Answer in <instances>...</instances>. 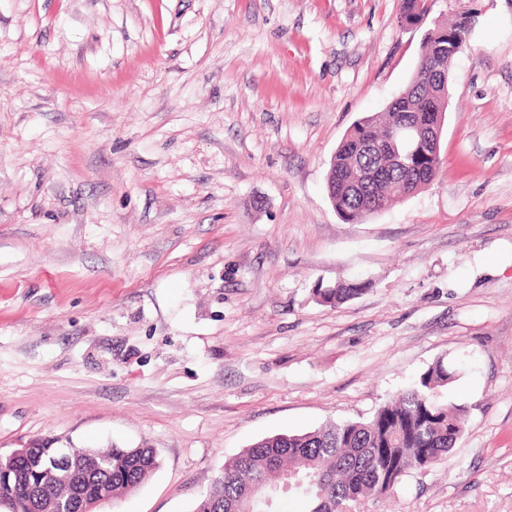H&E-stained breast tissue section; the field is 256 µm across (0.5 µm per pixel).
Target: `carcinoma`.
Returning a JSON list of instances; mask_svg holds the SVG:
<instances>
[{
  "label": "carcinoma",
  "mask_w": 512,
  "mask_h": 512,
  "mask_svg": "<svg viewBox=\"0 0 512 512\" xmlns=\"http://www.w3.org/2000/svg\"><path fill=\"white\" fill-rule=\"evenodd\" d=\"M474 21L455 16L433 27L426 41L428 60L445 34L453 46L470 47ZM448 99L441 88L429 82L424 70L415 69L405 87L393 97L383 113L368 114L351 126L333 156L336 184L328 190L340 215L348 212L358 222L376 214L371 198L391 205L426 187L440 166L439 157L420 155L408 168L391 171L373 183L352 185L360 167L385 168V158L363 152L369 141L382 139L394 116L403 112L428 134L446 115ZM362 282H343L321 291L323 299L340 304L364 291ZM453 374L439 360L424 371L414 386L397 400L379 407L366 421L326 425L301 434L279 433L266 437L224 462L219 487L196 501L194 512H267L285 483L305 498L306 512H340L356 500L384 495L413 470H426L445 460L463 431L462 408L445 401L440 388ZM56 449L29 448L19 457L0 455V470L12 475L29 474L25 482L10 481L0 494V512H50L55 498ZM158 467L151 448H84L73 457L72 485L92 504L105 490L116 497L140 486Z\"/></svg>",
  "instance_id": "cac0c4a2"
}]
</instances>
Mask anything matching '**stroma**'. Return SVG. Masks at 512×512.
I'll return each mask as SVG.
<instances>
[{
	"label": "stroma",
	"mask_w": 512,
	"mask_h": 512,
	"mask_svg": "<svg viewBox=\"0 0 512 512\" xmlns=\"http://www.w3.org/2000/svg\"><path fill=\"white\" fill-rule=\"evenodd\" d=\"M428 6L0 0V455L152 448L96 512H191L226 458L441 359L451 456L353 512H512V0ZM464 12L434 181L342 222L340 140ZM466 19L462 21V16H455L452 21L448 23H441L435 25L432 29L434 30L433 38H430L426 41L427 52L423 58L424 60L430 59L433 55H435L437 51V43L438 41H446L445 36L443 34L448 33V31L454 37V43H451L454 47H460L463 53L466 49L470 47L472 35L475 28V20H471L469 14H465ZM364 287L365 284L362 282H343L336 285L335 288H326L321 291V295L327 303L340 304L361 294Z\"/></svg>",
	"instance_id": "1"
}]
</instances>
